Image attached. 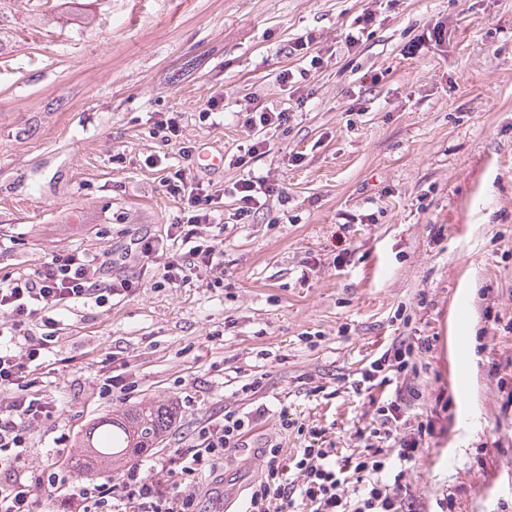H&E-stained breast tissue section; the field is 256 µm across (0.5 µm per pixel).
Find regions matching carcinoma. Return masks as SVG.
<instances>
[{
  "label": "carcinoma",
  "mask_w": 512,
  "mask_h": 512,
  "mask_svg": "<svg viewBox=\"0 0 512 512\" xmlns=\"http://www.w3.org/2000/svg\"><path fill=\"white\" fill-rule=\"evenodd\" d=\"M176 416L172 404L153 402L100 418L85 432L74 454L76 470L84 477L94 468L107 474L125 458L158 447Z\"/></svg>",
  "instance_id": "obj_1"
}]
</instances>
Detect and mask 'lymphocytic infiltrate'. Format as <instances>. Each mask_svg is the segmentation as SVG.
Wrapping results in <instances>:
<instances>
[{
  "instance_id": "f902f5d3",
  "label": "lymphocytic infiltrate",
  "mask_w": 512,
  "mask_h": 512,
  "mask_svg": "<svg viewBox=\"0 0 512 512\" xmlns=\"http://www.w3.org/2000/svg\"><path fill=\"white\" fill-rule=\"evenodd\" d=\"M289 119L286 108L259 107L246 114L244 124L256 136L235 157L242 178L227 188L195 174L198 147L183 139L181 113H151L153 137L180 147L176 159L150 155L145 163L163 169L164 192L182 201L184 211L165 237L131 238L125 261L179 246L163 266V279L173 284L189 281L197 269L217 266L224 246V198L234 196L233 219L244 224L279 193V184L255 175L250 165L266 152V132ZM116 265L109 250L73 248L53 254L38 268L0 277V312L11 318L8 330L0 329V512H42V505L51 502L59 503L62 512H198L195 495L182 491L179 480L145 481L136 464L89 485L67 483L57 462L42 476H24L30 429L53 418L56 410L41 389L55 371L46 354L59 336L57 314L72 304L92 301L103 308L113 297L130 295L135 281L117 273ZM431 347L428 336L397 337L349 381L347 392L373 409L369 422L356 428L349 450L337 448L325 428L301 425L281 410V428L296 430L300 446L290 455L279 443L262 448L264 467L248 486L244 512H415L408 476L436 428L432 418L411 415L410 407L420 398L419 357ZM377 388L382 391L378 397L373 394ZM264 414L261 406L227 410L195 425L182 455V477L217 469L245 447L253 423Z\"/></svg>"
}]
</instances>
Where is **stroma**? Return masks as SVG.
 I'll use <instances>...</instances> for the list:
<instances>
[{
	"label": "stroma",
	"instance_id": "obj_1",
	"mask_svg": "<svg viewBox=\"0 0 512 512\" xmlns=\"http://www.w3.org/2000/svg\"><path fill=\"white\" fill-rule=\"evenodd\" d=\"M367 8L377 20L347 49ZM308 32L307 57L287 55ZM286 68L307 69L304 101L252 163L283 196L225 225L219 268L164 285L152 258L111 309L66 313L43 389L60 407L32 428L25 471L72 456L102 416L174 399L178 421L138 457L162 481L195 422L263 405L247 447L185 484L201 512L240 505L261 448L299 445L281 409L350 446L363 408L342 388L402 332L435 339L414 406L436 426L409 476L418 503L436 512L452 493L459 512H512V406L488 375L512 359V0H5L0 277L165 235L182 203L144 160L178 147L151 137L150 113L180 112L186 138L232 153L245 108L287 103ZM216 93L224 121L201 126ZM457 306L470 313L459 328ZM112 372L133 390L98 399ZM255 377L261 389L243 393Z\"/></svg>",
	"mask_w": 512,
	"mask_h": 512
}]
</instances>
